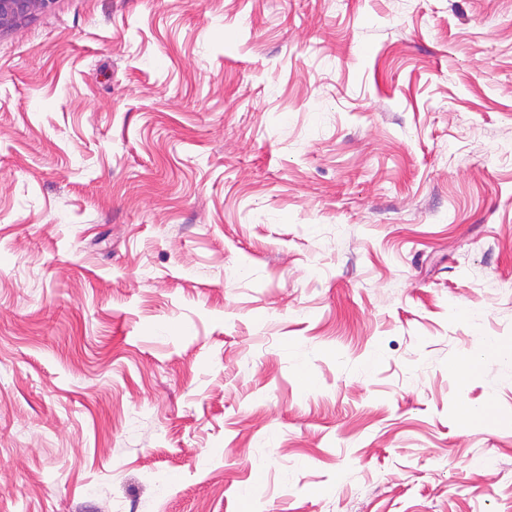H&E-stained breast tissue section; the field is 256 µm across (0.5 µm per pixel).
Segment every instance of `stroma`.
<instances>
[{"label":"stroma","instance_id":"1","mask_svg":"<svg viewBox=\"0 0 512 512\" xmlns=\"http://www.w3.org/2000/svg\"><path fill=\"white\" fill-rule=\"evenodd\" d=\"M512 0H55L0 32V512H512Z\"/></svg>","mask_w":512,"mask_h":512}]
</instances>
